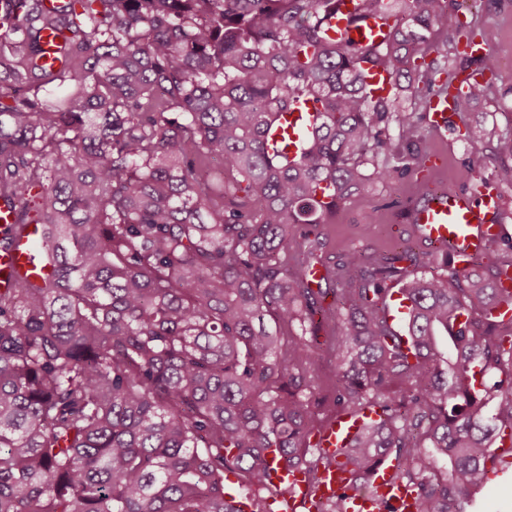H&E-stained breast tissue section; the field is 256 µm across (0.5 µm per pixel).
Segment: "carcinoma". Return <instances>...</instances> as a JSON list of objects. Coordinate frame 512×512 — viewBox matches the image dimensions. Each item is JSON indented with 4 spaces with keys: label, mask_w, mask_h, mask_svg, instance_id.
Wrapping results in <instances>:
<instances>
[{
    "label": "carcinoma",
    "mask_w": 512,
    "mask_h": 512,
    "mask_svg": "<svg viewBox=\"0 0 512 512\" xmlns=\"http://www.w3.org/2000/svg\"><path fill=\"white\" fill-rule=\"evenodd\" d=\"M335 4L59 0L50 16L10 0L0 199L18 226L46 225L35 256L53 276L0 292V512H246L271 488L266 449L312 485L332 463L315 431L374 407L346 464H408L395 478L419 512H464L496 471L492 446L512 437V318L494 311L507 269L429 276L409 246L333 260L300 231L423 160L427 113L396 114L366 66L416 101L443 91L458 51L435 25L461 4L358 0L392 21L361 48L326 35ZM415 24L425 33L399 37ZM494 95L473 84L455 111ZM304 103L315 116L290 158L268 132ZM461 137L496 140V181L512 185L511 133ZM394 284L404 336L385 314Z\"/></svg>",
    "instance_id": "obj_1"
}]
</instances>
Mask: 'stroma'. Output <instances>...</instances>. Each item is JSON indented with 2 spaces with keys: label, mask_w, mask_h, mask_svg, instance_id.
Masks as SVG:
<instances>
[{
  "label": "stroma",
  "mask_w": 512,
  "mask_h": 512,
  "mask_svg": "<svg viewBox=\"0 0 512 512\" xmlns=\"http://www.w3.org/2000/svg\"><path fill=\"white\" fill-rule=\"evenodd\" d=\"M465 12L490 33L489 54L498 64L497 95L492 100H479L453 118L455 132L448 135L446 162L435 183L449 188L471 187L473 180L493 179L500 159L493 142L469 146L456 131L465 126L486 125L498 131L512 130V0H467ZM413 193L410 177L370 183L359 195L341 201L336 207L334 223L325 225L333 256L362 244L385 250L391 245L386 234L387 213L404 203Z\"/></svg>",
  "instance_id": "1"
}]
</instances>
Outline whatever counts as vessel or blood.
Wrapping results in <instances>:
<instances>
[{"label": "vessel or blood", "instance_id": "1", "mask_svg": "<svg viewBox=\"0 0 512 512\" xmlns=\"http://www.w3.org/2000/svg\"><path fill=\"white\" fill-rule=\"evenodd\" d=\"M328 33L333 39L366 46L385 42L389 29L377 15L359 12L355 0H336ZM452 106L453 94L449 91L427 99L425 110L433 138L446 140L447 112ZM310 111L306 105L282 115L272 138L284 142L285 152L295 153ZM500 206V189L483 181L469 189L437 188L427 195H415L402 209L388 213L387 220L409 224L412 240L426 253L435 257L453 253L464 269L505 238L506 226L494 220ZM14 222V208L0 200V233H7L12 240L10 248L0 251L1 290L10 287L16 275L30 270H38L43 276L52 272L50 265L40 266L34 260V245L44 233L43 225L30 224L18 231ZM361 424V419L352 415L331 414L316 435L320 448L330 454L341 452ZM271 480L273 485L294 488L297 503L307 512H320L324 504L335 499L342 501L343 512H380L386 504L395 512H416V491L395 479L392 465L385 461L370 474L373 491L368 495L357 492L355 475L337 465L321 470L311 487L300 468L278 461L272 465Z\"/></svg>", "mask_w": 512, "mask_h": 512}]
</instances>
